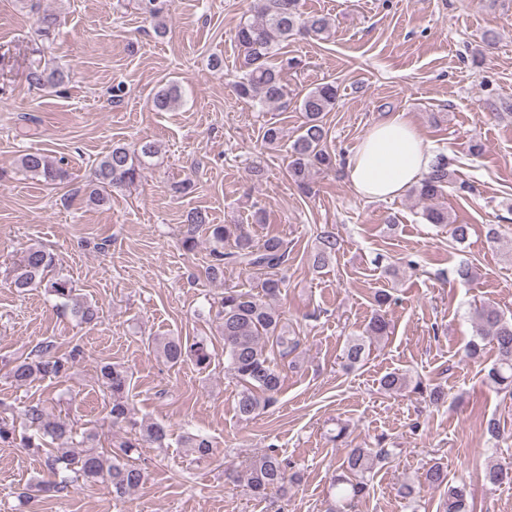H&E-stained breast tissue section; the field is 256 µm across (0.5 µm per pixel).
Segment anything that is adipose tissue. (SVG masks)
Returning <instances> with one entry per match:
<instances>
[{
    "mask_svg": "<svg viewBox=\"0 0 512 512\" xmlns=\"http://www.w3.org/2000/svg\"><path fill=\"white\" fill-rule=\"evenodd\" d=\"M432 154L406 113L374 125L346 165L357 194L369 200L402 195L429 171Z\"/></svg>",
    "mask_w": 512,
    "mask_h": 512,
    "instance_id": "ef3b65f1",
    "label": "adipose tissue"
}]
</instances>
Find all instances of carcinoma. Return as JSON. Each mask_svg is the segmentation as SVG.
Segmentation results:
<instances>
[{
    "mask_svg": "<svg viewBox=\"0 0 512 512\" xmlns=\"http://www.w3.org/2000/svg\"><path fill=\"white\" fill-rule=\"evenodd\" d=\"M138 6L145 18L155 22L156 32L165 34L166 27L161 19L170 10L172 0H139ZM37 24L40 35L48 40L57 27V16L46 10L38 17ZM330 29L329 17L303 13L299 0H256L254 18L240 22L236 31L237 42L245 52L246 67L235 84L237 94L262 106H288L284 74L285 70L297 67L299 61L282 56L281 50L298 34L305 33L324 40ZM64 77L62 70L50 69L39 60L30 64L26 72L28 85L37 89L59 85ZM336 99V86L326 83L312 88L299 101L298 110L303 121L289 150L288 176L305 191L310 190L314 173L330 169L335 162L334 155L329 151L324 117L335 108ZM181 101L182 88L179 83L171 81L154 94L153 106L159 112H167L179 107ZM282 139V130L276 123L271 122L263 127L262 141L266 147L276 148ZM157 154L158 149L151 142L113 146L94 168L89 201L103 205L108 202L112 189L138 183L143 170ZM451 166V160L438 157L423 180L412 187L411 193L418 200L430 203L425 209L428 223L448 227L451 237L463 243L468 238L470 226L454 223L448 208L436 204L444 197L446 189L453 185L454 171ZM19 167L24 173L41 177L47 182H60L66 177L61 163L38 150L23 154ZM203 225L208 226L214 243L207 267L210 278L224 276V268L228 266L264 275L262 294L226 288L218 311L227 369L241 385L237 414L241 420L249 421L277 401L283 382L280 364L295 354L300 345L299 337L290 334L284 313L276 305L284 283L280 271L288 262V246L277 236H269L256 243L245 225L211 224L206 213L196 211L188 217V227L182 240L185 250H194L196 228ZM340 248L341 242L335 236L328 234L320 237L314 264L325 263ZM53 267L54 257L42 247L31 245L13 268L11 284L21 293L44 285L61 305H72V313L80 322H96L98 309L91 304L75 301L72 282L63 277L50 276ZM472 320L476 335L466 345L469 357L478 358L484 346H492L496 350V359L484 369L485 382L498 390L512 392V316L507 317L495 306L484 303L474 308ZM389 331L390 322L386 315L375 311L365 334L346 340L341 355L343 368L352 369L359 364L365 349L388 336ZM160 350L164 359L173 366L190 360L198 368L205 369L212 359L209 344L204 338L190 340L169 336L161 342ZM81 354L78 346L62 351L52 342L45 341L38 344L29 356L12 362L9 377L18 386L40 379L62 378ZM99 375L102 390L111 399L109 415L112 423H127L139 435L140 441L163 447L167 437L164 426L132 420L127 370L117 364H104L99 369ZM411 385L417 391L422 390L421 382H412L407 372H388L380 379L381 389L389 394H399ZM21 415L30 433L16 435L14 423L1 417L0 443L14 444L43 454V465L49 475L56 477L62 471H69L77 480H101L109 483L118 496L137 488L144 481V471L130 460V454L138 444L123 441L112 454L107 455L97 448V435L89 432L83 436L80 442L82 450L78 451L72 447V428L61 419L49 417L42 403L26 405ZM183 445L200 459L214 454L211 441L201 434L186 436ZM389 456L386 448L348 449L341 465L344 474L335 477L332 482V503L327 512H348L355 500L368 493L372 472L377 464ZM484 478L493 486L511 484L512 463L489 465ZM295 479L296 475L288 471L287 460L273 446L254 459L241 475V480L258 498L273 489L286 491L288 483ZM425 481L431 487L446 489L441 504L443 512H472L466 482L448 481L447 472L438 465L427 469ZM34 486L41 493H62L68 490L70 482L66 478L59 481L42 479L34 482Z\"/></svg>",
    "mask_w": 512,
    "mask_h": 512,
    "instance_id": "cac0c4a2",
    "label": "carcinoma"
}]
</instances>
